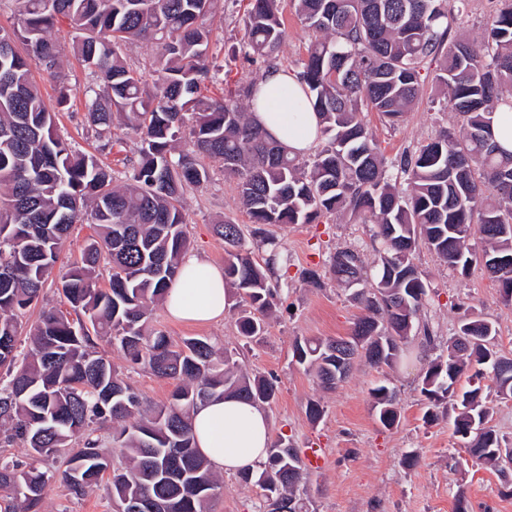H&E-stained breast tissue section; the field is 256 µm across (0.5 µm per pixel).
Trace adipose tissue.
<instances>
[{"label": "adipose tissue", "mask_w": 512, "mask_h": 512, "mask_svg": "<svg viewBox=\"0 0 512 512\" xmlns=\"http://www.w3.org/2000/svg\"><path fill=\"white\" fill-rule=\"evenodd\" d=\"M302 89L295 75L274 67L256 84L252 121L290 154H306L320 139L316 112L298 105ZM229 306L223 271L189 253L164 299L167 316L210 325L222 321ZM198 451L214 469L238 472L255 469L267 457L271 427L258 405L228 396L198 405L191 413Z\"/></svg>", "instance_id": "obj_1"}]
</instances>
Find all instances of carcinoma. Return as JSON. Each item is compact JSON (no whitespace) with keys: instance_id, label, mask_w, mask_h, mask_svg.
I'll return each mask as SVG.
<instances>
[{"instance_id":"1","label":"carcinoma","mask_w":512,"mask_h":512,"mask_svg":"<svg viewBox=\"0 0 512 512\" xmlns=\"http://www.w3.org/2000/svg\"><path fill=\"white\" fill-rule=\"evenodd\" d=\"M15 2L17 22L0 25V188L7 189L0 195V425H8L4 442L27 448L33 462L23 468L0 460V490L7 491L0 512H42L49 477L36 463L61 457L62 480L75 496L110 472L118 512H133L146 496L161 503V512H204L218 483L195 449L189 409L228 395L257 405L276 398V379L242 372L228 353L216 362L208 339L178 343L149 330L153 307L190 247L183 191L209 181L206 159L224 163L237 179L253 236L269 250L261 265L245 248L240 225H215L224 239L225 283L234 290V307H244L238 333L247 341L264 335L278 297L272 276L281 255L269 227L340 214L375 226L371 267L353 250L330 257L329 272L363 310L350 336L294 344L296 361L326 390L349 375L356 356L392 366L415 340L427 295L412 262L421 244L464 274L477 261L467 241L479 235L485 270L501 302L512 305V153L501 151L490 133L499 107L512 112V0H491L479 40L450 37L469 0H455L451 9L447 0H291L310 36L297 78L328 138L305 170L251 122L243 102L253 85L219 97L203 93L206 80L224 82L206 26L216 0ZM280 5L246 0V62L266 63L279 52L286 36ZM60 22L70 27L73 51L92 76L85 88L88 126L109 143L119 117L139 141V159L120 184L96 155L58 132L57 116L71 98L50 38ZM135 41L156 46L152 90L124 62ZM430 56L440 60L434 81L445 108L462 124L391 162L406 183L400 191L385 177L365 113L399 124L421 94V64ZM35 68L52 81L54 103L33 81ZM188 112L189 148L174 155ZM75 224L95 228L80 261L59 278L77 319L42 311L22 354L19 315L39 299ZM103 260L111 269L107 288L96 274ZM495 336L492 322L469 309L460 313L447 355L428 364L421 394L427 419L452 410L454 435L467 454L501 471L512 464V449L490 425L482 387L457 389L466 374L512 397V358L495 350ZM101 342L179 384L166 402L145 406L99 350ZM371 395L380 424L398 423L396 391L380 384ZM109 420L128 461L123 469L112 468L92 437L93 426ZM240 478L262 490L265 512H308L297 495L304 461L290 441L272 442L267 460Z\"/></svg>"}]
</instances>
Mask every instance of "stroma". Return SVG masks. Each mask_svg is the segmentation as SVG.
<instances>
[{
	"mask_svg": "<svg viewBox=\"0 0 512 512\" xmlns=\"http://www.w3.org/2000/svg\"><path fill=\"white\" fill-rule=\"evenodd\" d=\"M209 23L217 61L231 68V84L258 81L264 65L242 59V6L235 0H218ZM51 36L62 47V65L75 94L73 111L60 116L62 134L82 149L98 154L117 179H124L125 160L136 149L134 135L125 128H113V135L124 141L121 152L101 150L94 132L83 122V90L89 78L72 52L66 25L55 27ZM438 64V59H427L422 70V94L399 126L390 127L377 113H368V126L387 160L399 159L443 129H458L457 116L444 109L443 96L431 83ZM209 168L211 180L206 187H189L184 194L191 252L223 265L224 241L215 234L214 225L226 218L241 225L247 233L246 247L256 261H263L267 250L249 236L252 225L238 203L235 179L225 174L220 163H210ZM275 235L284 261L278 271V303L267 319L264 336L244 343L237 331V313L232 309L223 321L197 326L170 320L159 305L153 311L151 326L175 341L208 338L216 348L231 351L243 370L276 377L277 396L264 406L273 437L289 439L302 455L315 450L324 459L321 468L309 469L304 485L309 512H454L459 493L464 494L472 512H512V497L501 494L504 474L471 460L456 469L449 467V453L460 446L449 415L434 421L424 418L420 386L428 357L393 367L360 361L336 390L326 391L313 372L305 370L293 356L295 339L350 333L361 310L347 291L330 279L322 287H307L302 274L324 270L330 255L339 248L353 249L365 261H372L371 225L332 217L315 224L283 226ZM413 261L427 285L420 321L437 336L438 350H445L457 331L461 309L469 307L495 325L497 350L512 357V307L501 303L495 282L481 268L466 274L454 271L424 246L416 250ZM108 357L147 404L165 402L175 387L173 380L157 378L147 369L130 368L121 353L112 351ZM381 383L398 393L400 419L390 428L379 423L372 409L370 391ZM315 401L323 413L314 421L308 407ZM409 452L417 457L412 467L402 463ZM41 468L50 476L44 512H115L107 483H99L77 498L69 494L59 477L61 461H47ZM219 480L209 512H259L263 499L258 488L241 482L234 473L220 474Z\"/></svg>",
	"mask_w": 512,
	"mask_h": 512,
	"instance_id": "obj_1",
	"label": "stroma"
}]
</instances>
